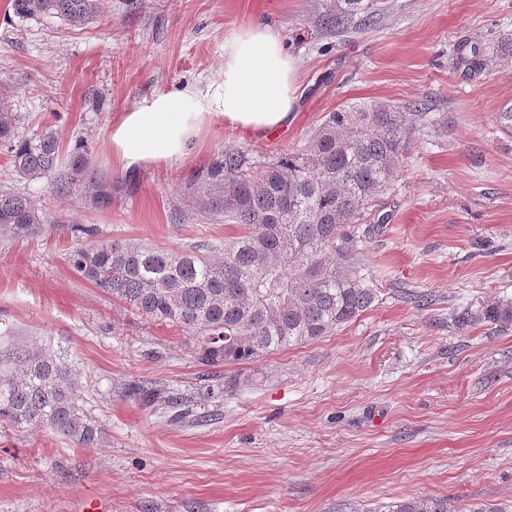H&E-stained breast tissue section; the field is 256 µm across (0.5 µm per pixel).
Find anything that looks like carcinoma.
Segmentation results:
<instances>
[{"label":"carcinoma","mask_w":512,"mask_h":512,"mask_svg":"<svg viewBox=\"0 0 512 512\" xmlns=\"http://www.w3.org/2000/svg\"><path fill=\"white\" fill-rule=\"evenodd\" d=\"M22 19L56 16L80 24L96 0H11ZM382 11L380 0H333L321 27L342 32ZM458 64L488 65L482 49L462 44ZM17 116L0 110V149L16 176L47 178L59 192L78 180L93 202L107 205L88 154L63 158L60 140L47 128L27 137ZM441 124L418 104L372 101L328 113L297 151L257 163L226 152L206 170L209 198L204 213L224 219L237 233L224 238L219 255L175 253L148 244L116 241L68 252L69 266L84 280L154 323L192 340L205 367L255 362L291 346L318 340L356 319L378 300L349 230L400 173L415 133ZM34 201L0 190V231L31 236L41 231ZM486 321L512 325V302L498 300L481 314L457 319L460 326ZM0 422L17 429L45 425L80 448L101 445L102 428L81 404L62 353L44 344L19 348L0 368ZM391 512H448V500L413 497Z\"/></svg>","instance_id":"cac0c4a2"}]
</instances>
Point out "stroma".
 Instances as JSON below:
<instances>
[{
    "mask_svg": "<svg viewBox=\"0 0 512 512\" xmlns=\"http://www.w3.org/2000/svg\"><path fill=\"white\" fill-rule=\"evenodd\" d=\"M330 0H98L74 26L8 16L0 0V109L24 135L56 129L84 146L111 205L49 180L27 193L44 226L0 234V351L47 343L68 359L102 445L42 426L0 425V512H388L444 497L448 512H512V327L457 316L512 300V137L493 118L512 105V0H382L342 35L319 19ZM281 29L298 61L288 128L246 135L214 123L192 156L127 173L112 123L151 95L204 86L224 42L257 23ZM468 42L490 61L456 63ZM419 102L444 131L414 136L392 188L365 216L363 261L379 290L333 334L249 364H197L186 336L84 281L66 262L80 241L148 243L203 254L233 227L204 222L197 174L227 150L257 160L295 150L349 103ZM173 392L144 403L132 387Z\"/></svg>",
    "mask_w": 512,
    "mask_h": 512,
    "instance_id": "stroma-1",
    "label": "stroma"
}]
</instances>
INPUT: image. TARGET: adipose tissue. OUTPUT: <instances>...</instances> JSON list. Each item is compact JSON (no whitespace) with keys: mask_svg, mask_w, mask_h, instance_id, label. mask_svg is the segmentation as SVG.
Masks as SVG:
<instances>
[{"mask_svg":"<svg viewBox=\"0 0 512 512\" xmlns=\"http://www.w3.org/2000/svg\"><path fill=\"white\" fill-rule=\"evenodd\" d=\"M297 62L276 26L238 29L224 44V65L204 86L159 92L112 125V157L124 171L172 166L189 158L214 122L242 133L285 128L298 104Z\"/></svg>","mask_w":512,"mask_h":512,"instance_id":"1","label":"adipose tissue"}]
</instances>
